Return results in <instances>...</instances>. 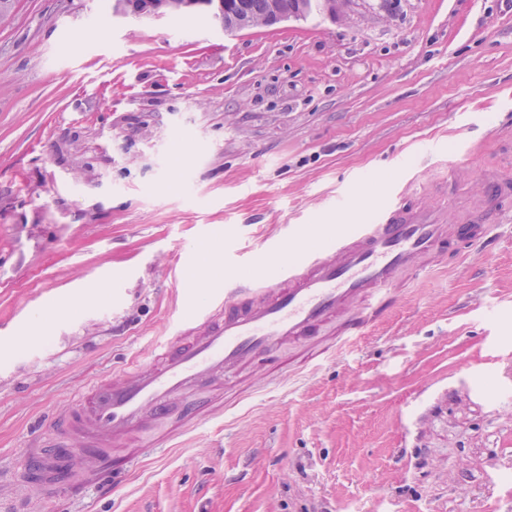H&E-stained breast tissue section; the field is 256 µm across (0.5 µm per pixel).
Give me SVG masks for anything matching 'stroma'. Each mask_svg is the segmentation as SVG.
Wrapping results in <instances>:
<instances>
[{"mask_svg": "<svg viewBox=\"0 0 512 512\" xmlns=\"http://www.w3.org/2000/svg\"><path fill=\"white\" fill-rule=\"evenodd\" d=\"M227 33L109 0L0 20V512H512V220L325 361L259 358L117 490L35 497L31 425L146 364L217 243L362 224L386 188L512 172V0H341Z\"/></svg>", "mask_w": 512, "mask_h": 512, "instance_id": "obj_1", "label": "stroma"}]
</instances>
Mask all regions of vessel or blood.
<instances>
[{
	"instance_id": "b4317fda",
	"label": "vessel or blood",
	"mask_w": 512,
	"mask_h": 512,
	"mask_svg": "<svg viewBox=\"0 0 512 512\" xmlns=\"http://www.w3.org/2000/svg\"><path fill=\"white\" fill-rule=\"evenodd\" d=\"M512 178L485 181L482 200L449 220L423 204L411 185L393 189L364 224H336L306 246L297 228L276 241L224 245V275L192 298L177 332L148 367H130L77 391L71 408L45 425L51 441L19 479L38 494L59 493L71 453L115 461L132 442L168 424L195 420L226 375L253 359H279L292 343L322 337L321 353L361 338L393 309L406 276L445 257L455 242L484 241L486 225L505 216Z\"/></svg>"
}]
</instances>
